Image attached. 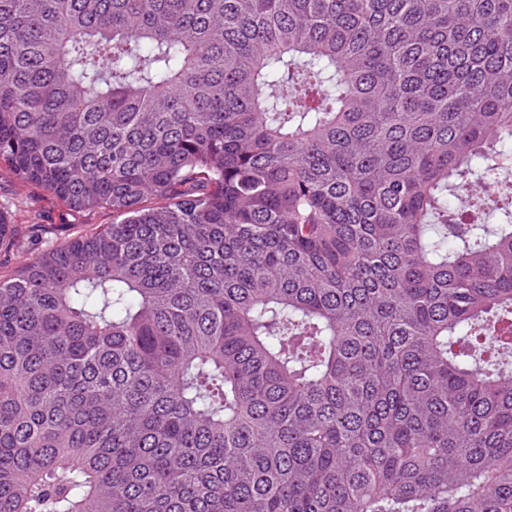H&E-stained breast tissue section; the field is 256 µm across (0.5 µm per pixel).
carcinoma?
<instances>
[{
  "instance_id": "carcinoma-1",
  "label": "carcinoma",
  "mask_w": 512,
  "mask_h": 512,
  "mask_svg": "<svg viewBox=\"0 0 512 512\" xmlns=\"http://www.w3.org/2000/svg\"><path fill=\"white\" fill-rule=\"evenodd\" d=\"M503 163L512 0H0V512H512ZM0 212L13 225L14 236L26 245L29 257L61 245L99 224L112 223V211L96 209L77 212L60 199L34 186H22L0 167ZM43 224L36 229L27 224Z\"/></svg>"
}]
</instances>
